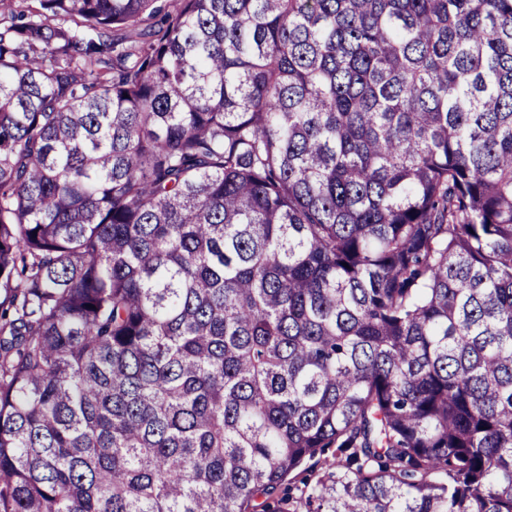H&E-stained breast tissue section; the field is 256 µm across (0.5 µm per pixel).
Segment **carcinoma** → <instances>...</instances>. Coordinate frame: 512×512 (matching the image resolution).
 Here are the masks:
<instances>
[{"instance_id":"obj_1","label":"carcinoma","mask_w":512,"mask_h":512,"mask_svg":"<svg viewBox=\"0 0 512 512\" xmlns=\"http://www.w3.org/2000/svg\"><path fill=\"white\" fill-rule=\"evenodd\" d=\"M0 288V512H512V0H0Z\"/></svg>"}]
</instances>
